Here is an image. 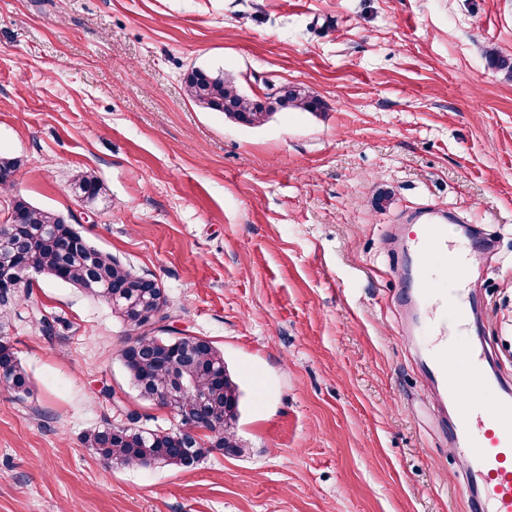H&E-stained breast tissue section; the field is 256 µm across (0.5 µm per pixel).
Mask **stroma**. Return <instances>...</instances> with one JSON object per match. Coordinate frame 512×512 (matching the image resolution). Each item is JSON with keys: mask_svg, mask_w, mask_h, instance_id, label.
I'll list each match as a JSON object with an SVG mask.
<instances>
[{"mask_svg": "<svg viewBox=\"0 0 512 512\" xmlns=\"http://www.w3.org/2000/svg\"><path fill=\"white\" fill-rule=\"evenodd\" d=\"M512 0H0V156L19 195L156 278L166 323L219 349L244 451L190 470L105 464L81 437L141 400L110 307L36 276L9 340L30 376L0 390V512H468L465 461L400 334L404 216L453 212L495 251L467 278L512 375ZM221 70L327 105L259 127L191 101ZM96 175L94 205L75 172Z\"/></svg>", "mask_w": 512, "mask_h": 512, "instance_id": "1", "label": "stroma"}]
</instances>
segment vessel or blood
<instances>
[{"instance_id": "1", "label": "vessel or blood", "mask_w": 512, "mask_h": 512, "mask_svg": "<svg viewBox=\"0 0 512 512\" xmlns=\"http://www.w3.org/2000/svg\"><path fill=\"white\" fill-rule=\"evenodd\" d=\"M448 222L430 211L416 231L401 234L413 266L397 306L410 316L404 334L428 356L435 412L447 423L454 449L469 460L459 497L469 512H512V381L489 370L485 345L473 340L465 315L474 300L465 272L489 242L474 234L463 241L449 237ZM477 382L497 393L494 406L467 396Z\"/></svg>"}]
</instances>
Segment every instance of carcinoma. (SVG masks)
I'll list each match as a JSON object with an SVG mask.
<instances>
[{"mask_svg": "<svg viewBox=\"0 0 512 512\" xmlns=\"http://www.w3.org/2000/svg\"><path fill=\"white\" fill-rule=\"evenodd\" d=\"M488 57L493 67L512 77L511 57L495 50ZM185 88L192 101L249 127L263 125L273 110L241 93L222 71L195 68L186 76ZM270 97L283 110H326L324 101L305 86H281ZM17 169V161L0 157V188L12 184ZM72 186L87 204L99 197V181L87 171L74 174ZM11 212L19 214L22 230L0 236V388L18 397L29 393L30 376L8 341L7 329L12 318L20 316L17 306L27 294L29 275L44 274L111 306L132 333L121 350L130 384L147 401L162 397L161 405L177 420L172 428H143L131 422L90 429L82 437L84 447L110 464L127 467L191 469L213 452L242 453L235 432L239 386L212 341L184 333L176 336L159 325L158 314L168 304L164 289L94 245L63 214L22 197L13 198ZM179 378L187 389L168 392ZM188 425L197 426L201 434L184 435L182 428Z\"/></svg>", "mask_w": 512, "mask_h": 512, "instance_id": "carcinoma-1", "label": "carcinoma"}]
</instances>
